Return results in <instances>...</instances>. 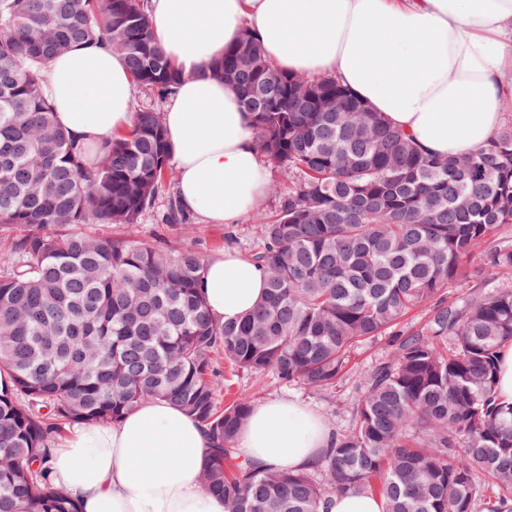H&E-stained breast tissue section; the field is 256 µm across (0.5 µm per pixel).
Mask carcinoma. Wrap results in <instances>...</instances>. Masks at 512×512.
Here are the masks:
<instances>
[{
    "label": "carcinoma",
    "instance_id": "obj_1",
    "mask_svg": "<svg viewBox=\"0 0 512 512\" xmlns=\"http://www.w3.org/2000/svg\"><path fill=\"white\" fill-rule=\"evenodd\" d=\"M98 43L160 102L182 81L147 0H0V512H79L52 483L63 430L149 399L205 426L202 480L225 512H324L343 494L379 497L383 512H512V403L497 394L512 341V125L476 152L429 153L336 77L275 67L244 28L213 75L237 88L256 151L294 188L248 255L263 298L221 322L200 252L131 235L162 196L166 226L186 223L160 110L134 107L94 159L56 120L45 68ZM106 224L128 234L95 231ZM477 250L487 277L444 298ZM420 307L425 319L397 330ZM386 336L388 358L316 466L240 458L255 403L223 404L222 361L325 394Z\"/></svg>",
    "mask_w": 512,
    "mask_h": 512
}]
</instances>
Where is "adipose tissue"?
Wrapping results in <instances>:
<instances>
[{"mask_svg":"<svg viewBox=\"0 0 512 512\" xmlns=\"http://www.w3.org/2000/svg\"><path fill=\"white\" fill-rule=\"evenodd\" d=\"M157 42L184 78L164 125L185 211L233 224L265 196L264 159L238 91L213 77L244 26L275 66L336 75L430 152L459 155L501 128L512 98V0H150ZM56 119L91 152L133 120L136 86L106 47H76L44 71ZM202 289L220 321L252 311L262 271L228 249L205 265ZM329 425L305 405H256L237 440L241 457L279 471L311 469ZM206 434L180 408L148 400L115 423L75 428L52 461L56 486L80 512H225L203 487Z\"/></svg>","mask_w":512,"mask_h":512,"instance_id":"1","label":"adipose tissue"}]
</instances>
